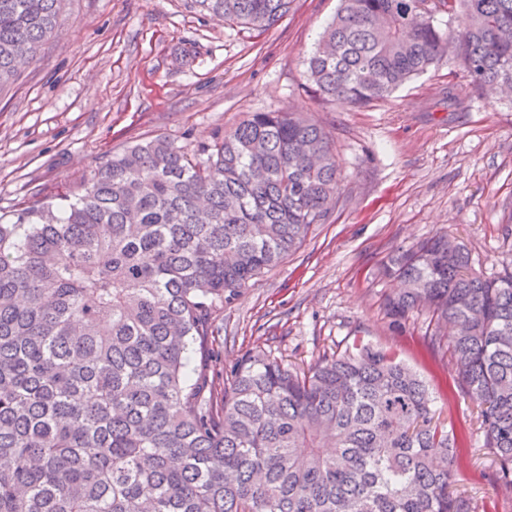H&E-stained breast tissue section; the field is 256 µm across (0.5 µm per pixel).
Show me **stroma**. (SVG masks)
Listing matches in <instances>:
<instances>
[{
  "mask_svg": "<svg viewBox=\"0 0 512 512\" xmlns=\"http://www.w3.org/2000/svg\"><path fill=\"white\" fill-rule=\"evenodd\" d=\"M338 5L294 0L260 34L190 0H67L37 58L0 91V215L58 200L128 146L163 136L199 150L247 113H303L332 136L338 202L296 252L213 313L211 376L223 383L248 354L303 371L359 345L389 350L433 389L436 419L470 432L475 454L453 491L478 512H512V485L495 479L454 360L427 347L428 309L394 328L379 273L394 251L437 233L466 245L475 270L512 268V97L476 92L447 62L366 108L323 101L307 61ZM450 88L453 108L441 101Z\"/></svg>",
  "mask_w": 512,
  "mask_h": 512,
  "instance_id": "1",
  "label": "stroma"
}]
</instances>
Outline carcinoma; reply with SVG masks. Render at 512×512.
<instances>
[{
  "label": "carcinoma",
  "instance_id": "obj_1",
  "mask_svg": "<svg viewBox=\"0 0 512 512\" xmlns=\"http://www.w3.org/2000/svg\"><path fill=\"white\" fill-rule=\"evenodd\" d=\"M340 0L308 62L318 95L363 107L453 58L512 86V0ZM292 0H192L266 31ZM62 0H0V88L59 25ZM339 165L299 112H254L198 153L165 138L100 164L64 204L0 222V512H477L450 491L461 439L429 385L362 346L292 371L265 355L209 377L212 314L330 218ZM395 327L427 337L479 408L512 482V270L486 276L435 235L391 256Z\"/></svg>",
  "mask_w": 512,
  "mask_h": 512
}]
</instances>
